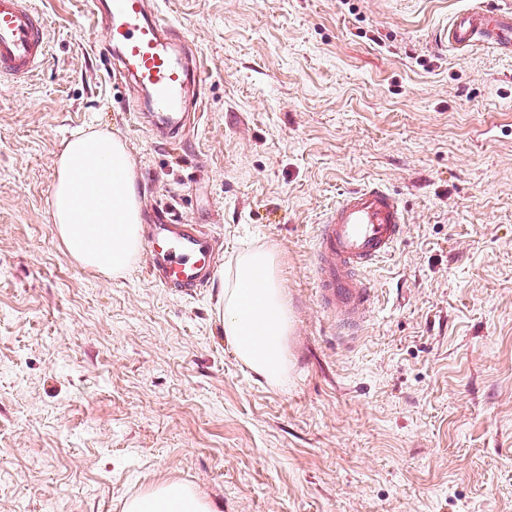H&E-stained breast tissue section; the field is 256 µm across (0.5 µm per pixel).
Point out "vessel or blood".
I'll list each match as a JSON object with an SVG mask.
<instances>
[{
  "label": "vessel or blood",
  "instance_id": "vessel-or-blood-1",
  "mask_svg": "<svg viewBox=\"0 0 512 512\" xmlns=\"http://www.w3.org/2000/svg\"><path fill=\"white\" fill-rule=\"evenodd\" d=\"M108 35L112 74L145 90L163 141L185 138L201 111L204 78L181 27L162 22L149 0H88ZM440 45L467 53L488 46L512 53V12L472 0L436 32ZM47 30L32 0H0V82L27 81L45 65ZM407 224L405 209L387 188L371 184L342 193L318 226L314 272L320 308L332 332L355 338L376 305L366 271L391 255ZM148 272L160 286L195 296L212 284L219 259L213 237L167 209L143 234Z\"/></svg>",
  "mask_w": 512,
  "mask_h": 512
}]
</instances>
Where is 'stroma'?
<instances>
[{"label": "stroma", "instance_id": "35a3bbf8", "mask_svg": "<svg viewBox=\"0 0 512 512\" xmlns=\"http://www.w3.org/2000/svg\"><path fill=\"white\" fill-rule=\"evenodd\" d=\"M34 2L49 61L0 83V512H123L170 481L214 512H512V55L432 44L471 0H161L207 82L197 135L170 145L107 72L88 0ZM95 129L125 145L144 223L167 207L214 235L212 288L65 254L57 159ZM370 183L408 228L339 343L314 239ZM247 246L279 257L284 386L224 338Z\"/></svg>", "mask_w": 512, "mask_h": 512}]
</instances>
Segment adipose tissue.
Segmentation results:
<instances>
[{"label":"adipose tissue","instance_id":"1","mask_svg":"<svg viewBox=\"0 0 512 512\" xmlns=\"http://www.w3.org/2000/svg\"><path fill=\"white\" fill-rule=\"evenodd\" d=\"M51 214L67 255L106 276L126 275L140 247L141 209L125 146L111 132L73 137L57 160ZM279 260L245 248L224 281V336L236 356L267 381L288 382V305ZM126 512H214L189 485L171 482L132 497Z\"/></svg>","mask_w":512,"mask_h":512}]
</instances>
